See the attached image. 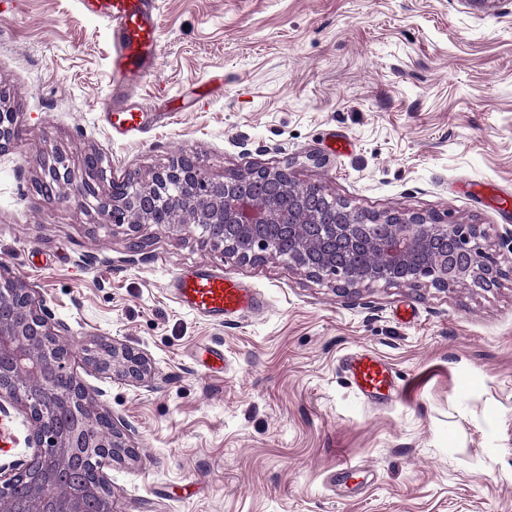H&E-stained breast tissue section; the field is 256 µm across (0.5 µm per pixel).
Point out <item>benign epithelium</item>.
I'll return each mask as SVG.
<instances>
[{"label": "benign epithelium", "mask_w": 512, "mask_h": 512, "mask_svg": "<svg viewBox=\"0 0 512 512\" xmlns=\"http://www.w3.org/2000/svg\"><path fill=\"white\" fill-rule=\"evenodd\" d=\"M16 137V113L0 93V151ZM77 181L57 156L44 165L41 192L50 204L96 209L111 227L123 228L131 246L144 224H160L173 236L197 234L206 245L239 259H279L305 273L336 281L353 297L379 282L429 284L445 290L471 278L487 286L505 275L484 261L479 224H441L421 213L359 211L330 197L317 184L298 185L288 168H259L223 180L211 178L195 160L182 157L144 180L113 184L103 193L104 169L97 154L85 159ZM53 321L19 279H0V412L20 405L32 422L33 454L0 467V512H114L105 468L132 455L112 414L71 369V350ZM102 353L86 360L97 371L141 379L144 356L99 338ZM95 459L96 485L74 478L77 452Z\"/></svg>", "instance_id": "7a95c632"}]
</instances>
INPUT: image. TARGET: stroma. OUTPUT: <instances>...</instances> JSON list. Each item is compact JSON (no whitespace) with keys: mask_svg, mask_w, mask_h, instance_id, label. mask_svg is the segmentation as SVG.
<instances>
[{"mask_svg":"<svg viewBox=\"0 0 512 512\" xmlns=\"http://www.w3.org/2000/svg\"><path fill=\"white\" fill-rule=\"evenodd\" d=\"M159 63L126 101L174 112L114 138L112 37L78 0H0V266L63 322L71 367L134 448L108 467L114 512H512V276L486 289L379 283L352 298L287 263L243 261L94 209L47 204L42 164L85 154L106 178L189 156L214 178L288 167L369 212L481 224L512 267V0H159ZM349 140L336 151V139ZM196 267L257 288L264 313L216 323L166 284ZM105 336L144 355L135 381L88 368ZM367 348L398 388L370 404L340 367ZM0 90V152L10 147L16 137V112L7 107Z\"/></svg>","mask_w":512,"mask_h":512,"instance_id":"1","label":"stroma"}]
</instances>
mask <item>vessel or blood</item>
I'll use <instances>...</instances> for the list:
<instances>
[{
    "label": "vessel or blood",
    "mask_w": 512,
    "mask_h": 512,
    "mask_svg": "<svg viewBox=\"0 0 512 512\" xmlns=\"http://www.w3.org/2000/svg\"><path fill=\"white\" fill-rule=\"evenodd\" d=\"M85 13L105 21L112 32L110 81L112 109L106 114L111 131H137L144 115L123 106L128 83L152 70L158 58L156 0H80ZM182 309L215 322L232 321L260 311L254 288L219 273L197 269L177 272L168 284ZM342 367L364 401L384 396L393 382L389 364L377 353L358 350L343 356Z\"/></svg>",
    "instance_id": "b4317fda"
}]
</instances>
